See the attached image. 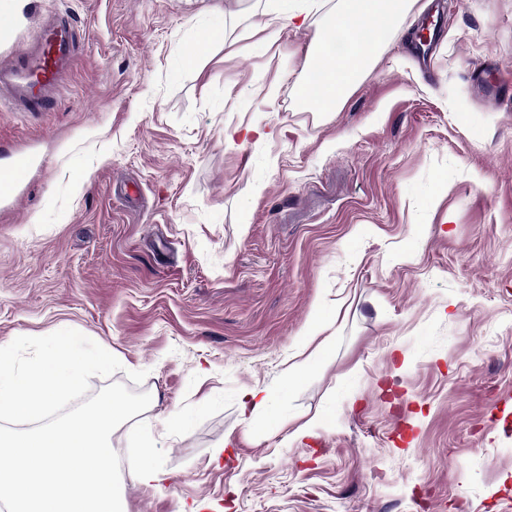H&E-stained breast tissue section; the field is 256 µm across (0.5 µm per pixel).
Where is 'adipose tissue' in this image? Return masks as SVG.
Returning <instances> with one entry per match:
<instances>
[{
	"label": "adipose tissue",
	"mask_w": 512,
	"mask_h": 512,
	"mask_svg": "<svg viewBox=\"0 0 512 512\" xmlns=\"http://www.w3.org/2000/svg\"><path fill=\"white\" fill-rule=\"evenodd\" d=\"M412 0H342L340 11L329 16L328 27L315 31L305 58L307 68H315L331 36L340 35L343 45L333 54L330 66L315 83L316 101L325 108L341 105L349 92L372 71L376 48L367 32L387 29L395 17L409 8Z\"/></svg>",
	"instance_id": "1"
}]
</instances>
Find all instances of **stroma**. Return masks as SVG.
<instances>
[{"mask_svg": "<svg viewBox=\"0 0 512 512\" xmlns=\"http://www.w3.org/2000/svg\"><path fill=\"white\" fill-rule=\"evenodd\" d=\"M372 29L375 67L334 111L303 95L311 0H31L0 68L58 16L78 52L53 108L0 106V343L74 329L149 393L112 444L129 512H504L512 505V0H437L426 58ZM224 39L182 66L202 25ZM247 137L227 140L228 129ZM323 310L307 377L284 371ZM258 387L284 422L241 412ZM191 425L168 431L174 412ZM308 436L288 432L313 416ZM280 7L277 12L268 14V19L263 23L261 31H274L288 24L294 25L304 13V6L298 1L308 0H279ZM25 161L20 160L14 166L0 172V198L14 195L18 182L24 174ZM132 473L139 483L146 486L158 480L159 468L148 449L133 462Z\"/></svg>", "mask_w": 512, "mask_h": 512, "instance_id": "stroma-1", "label": "stroma"}]
</instances>
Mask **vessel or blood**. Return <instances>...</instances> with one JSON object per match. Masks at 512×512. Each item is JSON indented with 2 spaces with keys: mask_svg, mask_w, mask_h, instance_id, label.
<instances>
[{
  "mask_svg": "<svg viewBox=\"0 0 512 512\" xmlns=\"http://www.w3.org/2000/svg\"><path fill=\"white\" fill-rule=\"evenodd\" d=\"M39 44V51L20 50L13 58L11 73L21 89L8 93L7 98L23 112H43L53 105L51 92L74 57L76 34L69 21L62 18L53 28L43 31ZM24 170L25 164L20 161L0 171L1 199L14 195Z\"/></svg>",
  "mask_w": 512,
  "mask_h": 512,
  "instance_id": "b4317fda",
  "label": "vessel or blood"
}]
</instances>
